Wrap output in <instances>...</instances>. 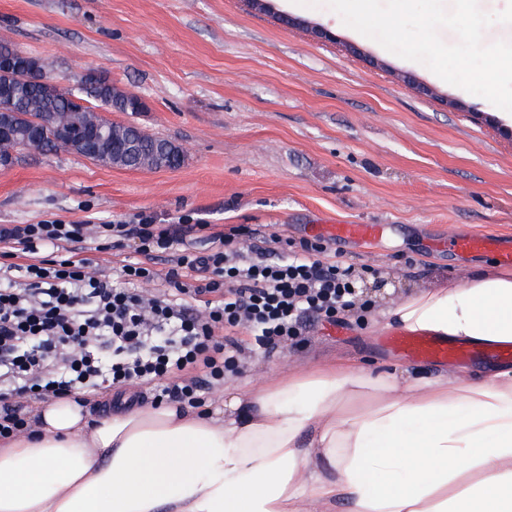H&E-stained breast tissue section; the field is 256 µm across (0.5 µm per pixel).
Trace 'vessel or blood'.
I'll use <instances>...</instances> for the list:
<instances>
[{"label":"vessel or blood","instance_id":"vessel-or-blood-1","mask_svg":"<svg viewBox=\"0 0 512 512\" xmlns=\"http://www.w3.org/2000/svg\"><path fill=\"white\" fill-rule=\"evenodd\" d=\"M386 231L382 224H315L310 228L313 236L335 241H373ZM449 247L459 253L481 252L498 262L512 264V242L479 234H457L449 238ZM386 341L403 357L412 361L450 363L453 361L482 359L491 362L512 361V347L491 348L461 342L442 341L431 336L408 332L394 333Z\"/></svg>","mask_w":512,"mask_h":512}]
</instances>
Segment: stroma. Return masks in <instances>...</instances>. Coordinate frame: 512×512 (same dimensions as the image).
Instances as JSON below:
<instances>
[{
    "mask_svg": "<svg viewBox=\"0 0 512 512\" xmlns=\"http://www.w3.org/2000/svg\"><path fill=\"white\" fill-rule=\"evenodd\" d=\"M0 39L65 87L106 72L146 103L112 121L188 150L158 171L25 152L0 169V224L147 213L209 235L245 226L293 241L311 224L386 225L336 253L363 269L362 287L391 289L340 324L315 322L298 347L267 353L237 331L245 365L208 403L324 362L439 374L378 344L382 314L414 289L497 268L436 243L460 232L512 241V120L499 108L345 26L325 0H0Z\"/></svg>",
    "mask_w": 512,
    "mask_h": 512,
    "instance_id": "stroma-1",
    "label": "stroma"
}]
</instances>
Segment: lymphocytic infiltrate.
<instances>
[{
  "label": "lymphocytic infiltrate",
  "mask_w": 512,
  "mask_h": 512,
  "mask_svg": "<svg viewBox=\"0 0 512 512\" xmlns=\"http://www.w3.org/2000/svg\"><path fill=\"white\" fill-rule=\"evenodd\" d=\"M197 230L146 213L0 225L1 439L32 428L25 409L34 398L146 385L154 402L202 406L242 367L234 330L271 351L359 303L353 266L325 259L320 239L246 244L216 233L200 250ZM111 239L134 241L138 254L121 265V287L87 255ZM48 247L53 257H44Z\"/></svg>",
  "instance_id": "f902f5d3"
}]
</instances>
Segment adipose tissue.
<instances>
[{
	"label": "adipose tissue",
	"mask_w": 512,
	"mask_h": 512,
	"mask_svg": "<svg viewBox=\"0 0 512 512\" xmlns=\"http://www.w3.org/2000/svg\"><path fill=\"white\" fill-rule=\"evenodd\" d=\"M386 326L512 345V270L410 293ZM0 441V512H512V373L374 376L333 363L181 403L91 417L35 405Z\"/></svg>",
	"instance_id": "adipose-tissue-1"
}]
</instances>
